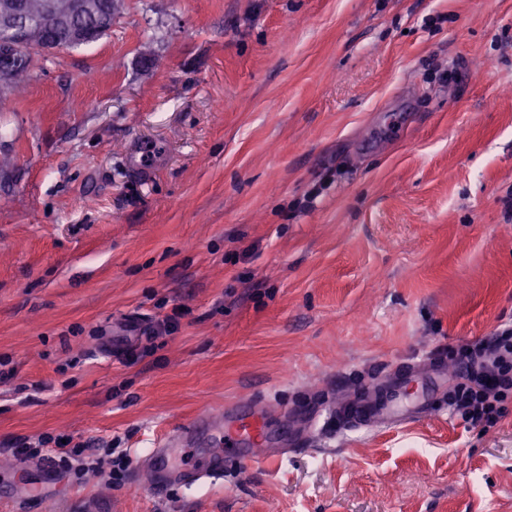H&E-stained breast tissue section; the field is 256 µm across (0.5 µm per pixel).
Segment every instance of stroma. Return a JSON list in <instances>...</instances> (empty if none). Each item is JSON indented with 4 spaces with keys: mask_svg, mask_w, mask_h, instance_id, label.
Segmentation results:
<instances>
[{
    "mask_svg": "<svg viewBox=\"0 0 512 512\" xmlns=\"http://www.w3.org/2000/svg\"><path fill=\"white\" fill-rule=\"evenodd\" d=\"M503 324L512 0H120L0 112V512H512V395L489 427L448 404ZM401 378L432 413L278 455ZM240 400L265 463L154 491V438ZM49 432L129 465L16 469Z\"/></svg>",
    "mask_w": 512,
    "mask_h": 512,
    "instance_id": "stroma-1",
    "label": "stroma"
}]
</instances>
